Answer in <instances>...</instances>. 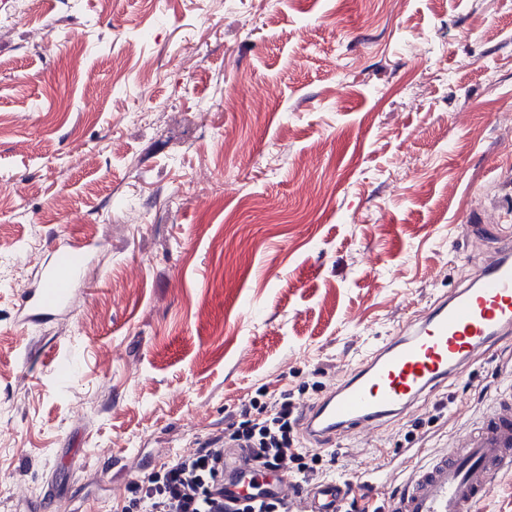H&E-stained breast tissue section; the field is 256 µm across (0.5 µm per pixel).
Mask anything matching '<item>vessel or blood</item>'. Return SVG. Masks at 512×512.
Masks as SVG:
<instances>
[{
	"label": "vessel or blood",
	"mask_w": 512,
	"mask_h": 512,
	"mask_svg": "<svg viewBox=\"0 0 512 512\" xmlns=\"http://www.w3.org/2000/svg\"><path fill=\"white\" fill-rule=\"evenodd\" d=\"M85 258L83 246L54 245L38 274L39 286L25 298L27 313L64 307ZM512 342V244L501 243L471 282L437 297L396 335L361 352L356 367L332 383L305 410L301 429L320 445L369 432L410 414L449 378L501 343ZM224 500L255 491L288 501L293 512H343L357 489L390 483L384 472L356 480L327 479L308 487L293 482L285 468H257L237 450L224 458ZM512 470V390L502 392L479 425L456 438L449 451L408 471L384 501L383 512H475L498 475Z\"/></svg>",
	"instance_id": "b4317fda"
}]
</instances>
